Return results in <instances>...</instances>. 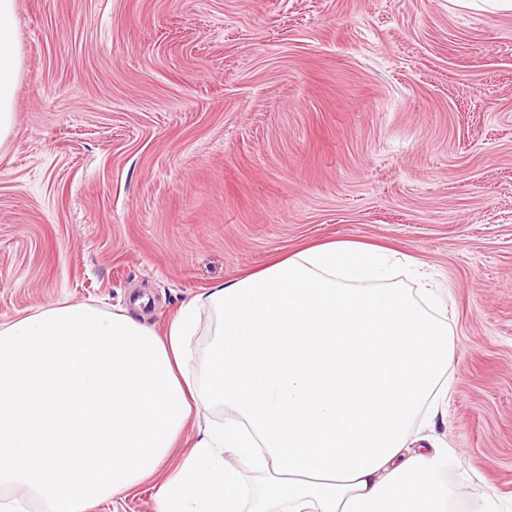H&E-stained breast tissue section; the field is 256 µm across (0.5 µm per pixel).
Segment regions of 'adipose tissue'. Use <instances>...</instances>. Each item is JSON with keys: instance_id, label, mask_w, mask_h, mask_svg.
I'll return each mask as SVG.
<instances>
[{"instance_id": "ef3b65f1", "label": "adipose tissue", "mask_w": 512, "mask_h": 512, "mask_svg": "<svg viewBox=\"0 0 512 512\" xmlns=\"http://www.w3.org/2000/svg\"><path fill=\"white\" fill-rule=\"evenodd\" d=\"M20 68L14 0H0V143ZM395 265L352 241L306 247L194 297L161 332L71 304L0 323V512L27 496L88 512L156 474L190 425L156 512H448V451L411 430L448 396L452 332L429 286L377 288ZM199 406L223 421L193 418Z\"/></svg>"}]
</instances>
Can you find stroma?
I'll use <instances>...</instances> for the list:
<instances>
[{
	"label": "stroma",
	"instance_id": "1",
	"mask_svg": "<svg viewBox=\"0 0 512 512\" xmlns=\"http://www.w3.org/2000/svg\"><path fill=\"white\" fill-rule=\"evenodd\" d=\"M0 323L148 297L164 330L310 245L448 300L451 512H512V12L453 0H15Z\"/></svg>",
	"mask_w": 512,
	"mask_h": 512
}]
</instances>
